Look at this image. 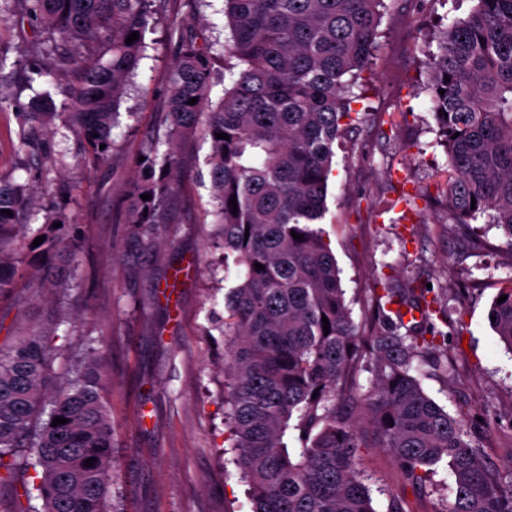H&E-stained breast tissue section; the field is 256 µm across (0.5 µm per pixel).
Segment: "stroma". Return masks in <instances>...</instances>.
Instances as JSON below:
<instances>
[{"instance_id": "35a3bbf8", "label": "stroma", "mask_w": 512, "mask_h": 512, "mask_svg": "<svg viewBox=\"0 0 512 512\" xmlns=\"http://www.w3.org/2000/svg\"><path fill=\"white\" fill-rule=\"evenodd\" d=\"M372 87L356 103L358 120L335 146L321 228L342 271V286L356 324L373 309L372 289L427 285L446 306L447 370L427 369L424 390L449 413L466 409L465 424L487 462L512 468V353L488 320L492 301L512 285V242L492 224L471 228L449 221L437 191L447 156L422 86V62L436 23L463 18L473 0H385ZM207 40L216 72L239 67L225 58L230 36L224 0H162L158 25L119 107L109 162L93 168L81 139L56 119L27 164L17 154L20 114L49 90L62 102L56 78L22 88L0 108V176L36 186L58 212L61 235L77 240L66 297L38 300L31 275L38 250L22 255L16 286L0 294V340L17 323L42 324L65 311L55 344L63 356L92 351L111 378L112 500L119 512H251L247 486L229 454L224 427L223 318L229 282L220 264L215 201L201 136L182 146L178 190L166 200L164 224L138 235L128 222L126 191L140 175L145 144L164 138L161 122L177 38L168 21ZM44 37L31 24H0L9 59L49 67ZM360 468L376 512L401 498L405 512H438L455 497L448 465L437 466L427 487L412 486L382 448L360 451Z\"/></svg>"}]
</instances>
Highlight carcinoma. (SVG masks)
<instances>
[{
	"instance_id": "1",
	"label": "carcinoma",
	"mask_w": 512,
	"mask_h": 512,
	"mask_svg": "<svg viewBox=\"0 0 512 512\" xmlns=\"http://www.w3.org/2000/svg\"><path fill=\"white\" fill-rule=\"evenodd\" d=\"M11 2L13 14L0 10V22L26 19L46 35L55 71L67 80L66 122L93 162H107L115 116L159 0ZM384 2L224 0L231 32L225 52L243 69L212 109L210 48L183 33L184 21H171L178 52L163 112L165 148L151 141L142 153L145 175L132 188L129 221L165 223L182 142L197 133L208 139L224 272L232 273L220 325L226 424L252 512H376L358 468L361 448L387 449L418 488L447 461L455 497L438 512H512V470L490 466L461 418L417 377L419 353L448 340L432 322L448 320L447 310L426 300V288H376L374 314L359 331L336 259L315 229L327 209L334 146L354 112L350 89L371 68ZM133 31L138 39L128 44ZM7 59L0 48V107L4 85L23 75L20 61ZM428 67L425 91L447 153L448 218H484L512 245V0H476L465 18L439 32ZM57 116L49 91L27 112L28 123L45 130ZM42 211L26 186L0 177V294L12 288L29 245L20 215ZM56 222L47 211L37 230L51 269L74 260ZM500 294L507 299L491 304L490 325L512 351V286ZM421 306L422 321L405 323L403 310ZM59 322L20 327L0 344V512H110V378L94 359L59 381L51 345ZM366 358L373 378L364 392ZM56 417L67 423L52 425ZM291 425L301 443L295 454L283 442Z\"/></svg>"
}]
</instances>
